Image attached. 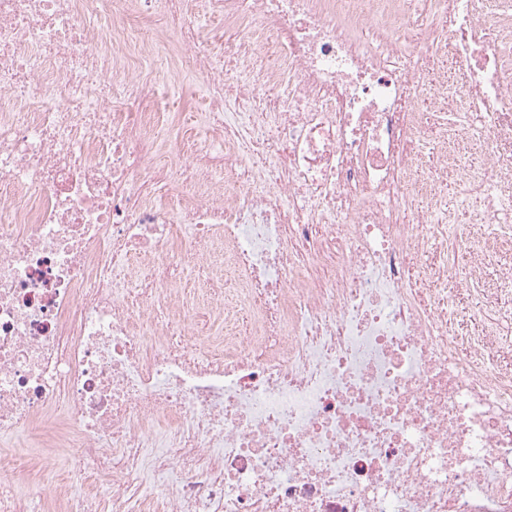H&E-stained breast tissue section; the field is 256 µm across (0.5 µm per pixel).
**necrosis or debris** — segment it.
I'll list each match as a JSON object with an SVG mask.
<instances>
[{
    "mask_svg": "<svg viewBox=\"0 0 512 512\" xmlns=\"http://www.w3.org/2000/svg\"><path fill=\"white\" fill-rule=\"evenodd\" d=\"M172 42L190 153L126 72ZM508 213L512 0H0V434L76 449L64 512H512V263L448 320ZM182 259L235 274L204 356ZM182 89L179 95L165 98L164 123L159 131L162 137L168 133L177 134L185 143L186 152H191L202 130L200 114L205 112L201 84L190 74L181 77ZM508 256H503V259L490 258L483 268L481 280L474 285L476 288L468 292H461L462 294L456 298L452 308V317L460 326L462 332L466 335L474 336L481 333V326L479 321H475L477 311L481 308L485 295L487 294L485 288H497L500 276V264L504 262Z\"/></svg>",
    "mask_w": 512,
    "mask_h": 512,
    "instance_id": "necrosis-or-debris-1",
    "label": "necrosis or debris"
}]
</instances>
